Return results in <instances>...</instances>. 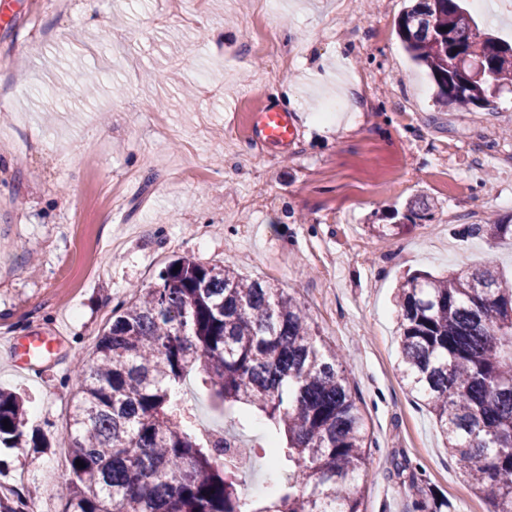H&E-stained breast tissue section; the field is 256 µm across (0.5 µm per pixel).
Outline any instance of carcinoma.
<instances>
[{
    "mask_svg": "<svg viewBox=\"0 0 512 512\" xmlns=\"http://www.w3.org/2000/svg\"><path fill=\"white\" fill-rule=\"evenodd\" d=\"M397 35L443 105L480 107L512 92V44L481 29L462 0H408ZM428 215L424 204L407 223L378 231L402 233ZM476 231L512 240L502 219ZM395 300L404 386L434 415L448 455L490 512H512V287L486 263L411 274ZM192 376L221 413L254 408L284 436L265 457L286 477L262 506L238 490L253 456L178 420ZM74 379L60 442L69 448L64 512H364L352 488L370 464L369 434L343 357L270 281L178 257L112 313ZM24 426L23 397L1 390L0 445L19 443Z\"/></svg>",
    "mask_w": 512,
    "mask_h": 512,
    "instance_id": "carcinoma-1",
    "label": "carcinoma"
}]
</instances>
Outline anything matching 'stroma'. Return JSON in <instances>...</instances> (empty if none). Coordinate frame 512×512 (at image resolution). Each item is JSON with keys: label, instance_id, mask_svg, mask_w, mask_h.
I'll use <instances>...</instances> for the list:
<instances>
[{"label": "stroma", "instance_id": "obj_1", "mask_svg": "<svg viewBox=\"0 0 512 512\" xmlns=\"http://www.w3.org/2000/svg\"><path fill=\"white\" fill-rule=\"evenodd\" d=\"M67 2L22 0L0 23V341L64 331L35 377L0 351V388L30 398L28 428L61 437L75 362L134 287L187 255L275 282L343 353L370 434L366 512H416L430 494L489 512L401 381L394 290L487 262L512 284V241L467 232L512 217V93L470 112L438 104L396 35L406 0ZM283 83L301 120L285 150L246 131ZM336 99L344 109L320 116ZM417 199L429 219L377 232ZM181 406L195 431L258 452L274 431L220 415L192 381ZM60 460L1 448L0 485L62 512Z\"/></svg>", "mask_w": 512, "mask_h": 512}]
</instances>
